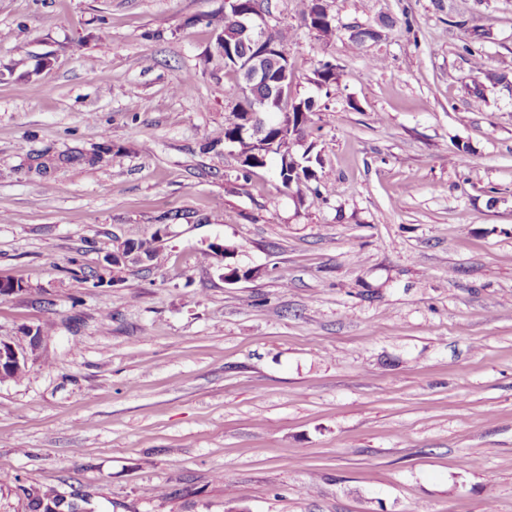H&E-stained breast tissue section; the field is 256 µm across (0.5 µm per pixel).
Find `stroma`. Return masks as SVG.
Wrapping results in <instances>:
<instances>
[{
  "label": "stroma",
  "instance_id": "obj_1",
  "mask_svg": "<svg viewBox=\"0 0 512 512\" xmlns=\"http://www.w3.org/2000/svg\"><path fill=\"white\" fill-rule=\"evenodd\" d=\"M273 2L324 201L238 181L224 0H0V472L87 512H512V0H326L330 43ZM28 354L23 349L16 348L12 343L0 339V380L5 377V369L16 371L26 367Z\"/></svg>",
  "mask_w": 512,
  "mask_h": 512
}]
</instances>
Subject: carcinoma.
<instances>
[{
  "instance_id": "1",
  "label": "carcinoma",
  "mask_w": 512,
  "mask_h": 512,
  "mask_svg": "<svg viewBox=\"0 0 512 512\" xmlns=\"http://www.w3.org/2000/svg\"><path fill=\"white\" fill-rule=\"evenodd\" d=\"M304 26L317 33V35L328 43L336 38L338 28L335 19L327 11L323 0H305V8L302 16ZM217 34L223 36L221 48L216 50L218 56L224 58V67L239 72V66L233 60L232 55H253L251 42L241 37V31L235 24L223 18L217 23ZM381 37V32L372 25H357L352 27L350 40L360 48L366 47L370 42H375ZM485 37L483 33H474L473 41L464 45V50L473 58L474 68L481 72L486 66L482 50L475 47V42ZM267 70L269 82L248 84L245 76L237 77L236 82L229 91V97L236 100V107L233 109V120L224 127V140L236 139L239 141V148L246 154V161L242 170L247 173L254 168L266 164L268 153H279V150H288L287 132L280 128V124L271 119L276 113L283 112L284 105L276 98L279 87L290 88L292 83V72H284L281 67L269 61L264 64ZM315 82L321 86L330 88L337 85V65L327 60L320 63L315 71ZM293 112L292 133L301 139L304 137L311 123V115L317 112L315 99L311 97L296 100L291 105ZM259 112L264 120L263 146L257 147L251 142V138L241 136L240 113ZM310 158L304 161L297 159L287 164L280 161L279 181L283 189L289 190L293 187H300L308 181L316 178L315 171L309 165ZM23 494L26 499L27 512H50V507L65 509L67 512H76L79 505L75 501H67L56 489L46 488H25Z\"/></svg>"
}]
</instances>
